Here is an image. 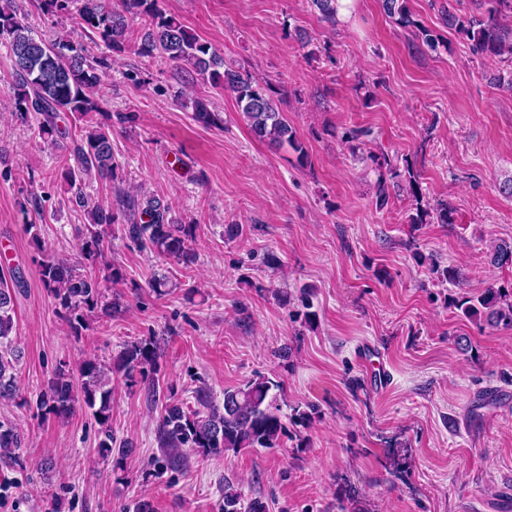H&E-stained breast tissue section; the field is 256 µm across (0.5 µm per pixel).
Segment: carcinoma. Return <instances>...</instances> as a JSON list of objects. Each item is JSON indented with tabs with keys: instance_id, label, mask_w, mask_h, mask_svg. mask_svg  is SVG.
<instances>
[{
	"instance_id": "obj_1",
	"label": "carcinoma",
	"mask_w": 512,
	"mask_h": 512,
	"mask_svg": "<svg viewBox=\"0 0 512 512\" xmlns=\"http://www.w3.org/2000/svg\"><path fill=\"white\" fill-rule=\"evenodd\" d=\"M50 17H71L90 34V40L107 49L94 55L75 45L68 32L54 38L33 35L20 0H0V39L7 41L13 81V110L18 119L31 125L43 141L64 152L61 177L71 193L69 201L83 212L85 222L78 240L82 262L59 258L45 261L40 276L53 299L56 316L75 336L88 329L92 314H112L116 302L106 295L108 284L123 279L119 268L109 265L100 277L91 268L107 249L111 226L122 225L126 239L137 247L185 266L195 262L191 243L195 225L185 224L173 214L165 198L148 194L119 195L118 207L91 200L83 191L90 181L112 183L119 165L112 148V125L95 118L96 99L102 77L111 67L112 55L125 52L133 44L140 57H161L187 73L186 83L208 82L235 95L238 112L251 131L273 144L288 145L304 160L307 150L296 137L278 104L262 88L254 85L247 72L224 64V56L211 43L190 31L176 17L167 13L159 0H30ZM384 13L404 27L413 26L417 36L430 50L442 45L440 34L412 19L407 0H382ZM512 14V0H487V16H461L448 7L443 22L472 42L475 52L512 63V27L499 17ZM78 124V134L71 135L60 122L64 115ZM193 120L204 127H224L221 113L209 109L201 100H193ZM378 179L376 207L389 203V188L402 186L408 178V192L415 198V213L409 223L452 224L448 207L432 209L422 204L417 181L402 173L391 158H375ZM489 263L512 265V242L501 240L491 245ZM431 274L443 282H456L461 273L453 266L430 265ZM5 273H0V401L18 397L17 367L22 351L13 345L11 315L13 296L5 287ZM461 316L472 323L512 328V285L492 284L476 296L461 295L449 299ZM159 347L150 337L127 343L108 367L89 358L76 369L60 366L40 394V406L66 417L76 408L90 411L100 426L103 438L99 453L112 455V372L132 378L139 375L151 399L157 397ZM280 382L259 375L243 385L224 390L223 402L216 403L208 391H196L197 407L178 402L164 406L157 428V442L163 458L161 468L178 470L186 465L188 455L203 458L247 448H278L287 435L276 391ZM23 437L17 427L0 421V463L10 466L20 460ZM223 512H267L260 498L244 501L233 485H224Z\"/></svg>"
}]
</instances>
